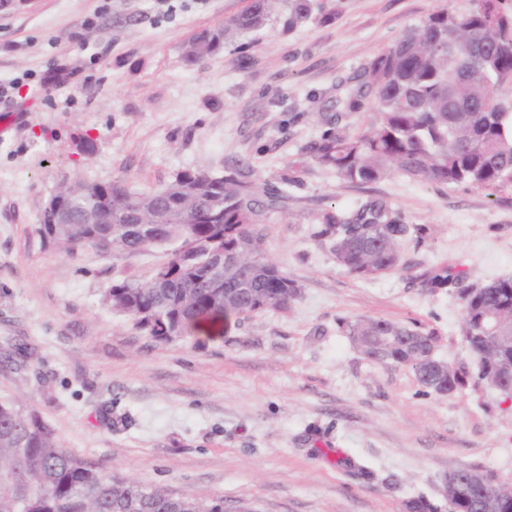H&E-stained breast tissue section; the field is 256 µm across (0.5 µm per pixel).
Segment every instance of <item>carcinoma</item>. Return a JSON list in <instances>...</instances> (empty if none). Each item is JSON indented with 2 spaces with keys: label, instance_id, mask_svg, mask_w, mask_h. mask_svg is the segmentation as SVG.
I'll use <instances>...</instances> for the list:
<instances>
[{
  "label": "carcinoma",
  "instance_id": "obj_1",
  "mask_svg": "<svg viewBox=\"0 0 512 512\" xmlns=\"http://www.w3.org/2000/svg\"><path fill=\"white\" fill-rule=\"evenodd\" d=\"M274 0H250L241 14L189 41L187 58L196 61L225 46L229 36L262 27ZM285 30L321 13L314 0H282ZM512 0H472L465 12L441 9L384 49L369 64L365 79L346 86L336 99L341 112H359L369 103L379 115L365 131L350 135L333 127L310 148L311 157L345 182L364 185L398 173L437 185L467 184L480 189L512 186ZM71 194L64 183L46 201L37 231L47 244L74 253L90 248L116 259L107 240L123 238L127 253L178 243L167 273L111 285L104 302L126 315L139 332L170 343L196 332L199 321L284 311L300 295L299 286L278 263L265 258L248 270L224 273L231 252L241 261L263 252L259 226L280 208L284 193L242 179L235 168L222 175L184 169L163 188L134 192L122 181L91 182ZM93 211L99 223H83ZM426 229L403 224L390 207L370 199L352 212L325 211L315 236L344 250L348 273L374 279L401 267L398 247L409 236L420 242ZM417 287L436 292L456 288L461 304V342L473 367L452 369L450 389L486 384L496 368H512V343L497 342L491 328L512 319V277L477 288H461L462 276L435 265L412 276ZM346 335L369 359L410 364L418 382L442 394L434 337L386 319L348 321ZM406 512H437L423 496L405 502ZM0 512H230L222 496L208 499L148 489L108 467L62 448L54 429L11 402L0 403ZM448 512H512V487L486 474L481 482L448 483Z\"/></svg>",
  "mask_w": 512,
  "mask_h": 512
}]
</instances>
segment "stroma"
I'll list each match as a JSON object with an SVG mask.
<instances>
[{
    "label": "stroma",
    "mask_w": 512,
    "mask_h": 512,
    "mask_svg": "<svg viewBox=\"0 0 512 512\" xmlns=\"http://www.w3.org/2000/svg\"><path fill=\"white\" fill-rule=\"evenodd\" d=\"M333 15L278 20L189 61L190 38L249 0H30L0 12V401H17L77 456L147 488L246 501L256 512H404L421 494L447 512L449 472L512 487V401L486 389L440 396L413 370L366 358L338 318H383L470 364L454 289L411 272L447 264L478 285L512 276V187L477 190L393 174L357 186L309 148L350 78L419 21L471 0H324ZM237 167L285 192L260 230L265 256L300 288L285 311L230 318L220 339L158 343L103 302L169 258L67 253L36 228L63 181L124 180L146 192L181 169ZM380 199L422 243L371 280L313 232L325 210Z\"/></svg>",
    "instance_id": "1"
}]
</instances>
